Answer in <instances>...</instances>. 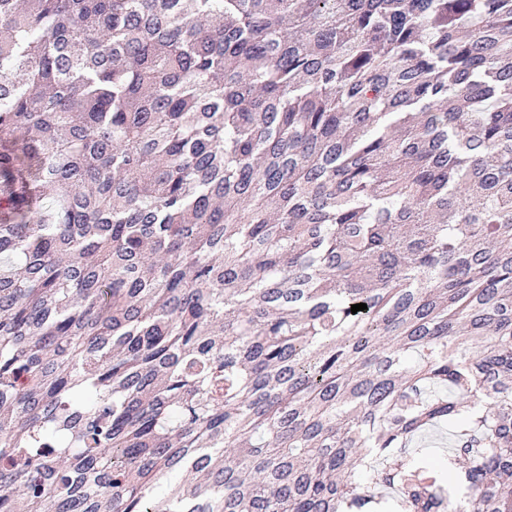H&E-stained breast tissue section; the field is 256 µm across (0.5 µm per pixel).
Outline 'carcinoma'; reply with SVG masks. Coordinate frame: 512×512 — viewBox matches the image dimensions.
Wrapping results in <instances>:
<instances>
[{
	"label": "carcinoma",
	"mask_w": 512,
	"mask_h": 512,
	"mask_svg": "<svg viewBox=\"0 0 512 512\" xmlns=\"http://www.w3.org/2000/svg\"><path fill=\"white\" fill-rule=\"evenodd\" d=\"M1 182L0 512H512V0H0Z\"/></svg>",
	"instance_id": "carcinoma-1"
}]
</instances>
